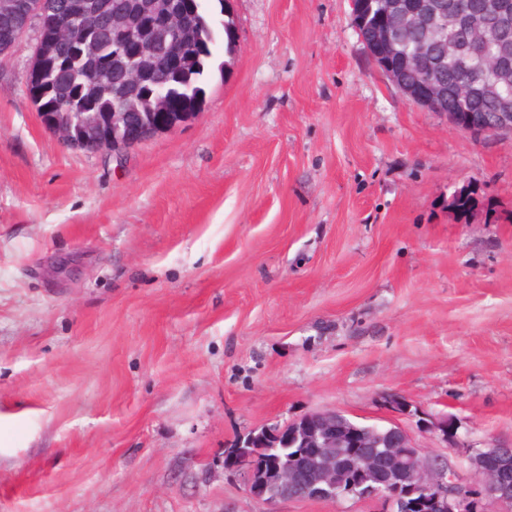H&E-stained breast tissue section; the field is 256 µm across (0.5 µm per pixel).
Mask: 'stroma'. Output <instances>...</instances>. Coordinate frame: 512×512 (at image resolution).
Returning a JSON list of instances; mask_svg holds the SVG:
<instances>
[{
	"label": "stroma",
	"instance_id": "35a3bbf8",
	"mask_svg": "<svg viewBox=\"0 0 512 512\" xmlns=\"http://www.w3.org/2000/svg\"><path fill=\"white\" fill-rule=\"evenodd\" d=\"M199 114L127 149L65 146L0 55V512L268 508L224 466L314 411L391 420L385 394L512 445V137L408 101L349 0H209ZM471 188L470 215L448 208Z\"/></svg>",
	"mask_w": 512,
	"mask_h": 512
}]
</instances>
